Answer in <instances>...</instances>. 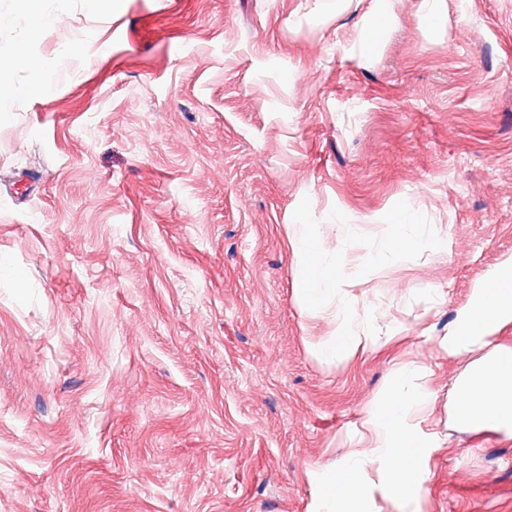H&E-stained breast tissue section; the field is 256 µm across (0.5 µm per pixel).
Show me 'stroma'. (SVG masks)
<instances>
[{
  "instance_id": "obj_1",
  "label": "stroma",
  "mask_w": 512,
  "mask_h": 512,
  "mask_svg": "<svg viewBox=\"0 0 512 512\" xmlns=\"http://www.w3.org/2000/svg\"><path fill=\"white\" fill-rule=\"evenodd\" d=\"M37 6L0 0L49 64L0 119V512H310L405 364L446 439L422 512H512V438L451 427L436 352L512 263V0H396L371 51L374 0ZM298 224L364 282L338 318ZM356 314L380 347L310 354ZM291 244L293 253L306 266L301 288H297V292L308 306L309 312H321L327 295L330 292L336 294V288H356L359 285L357 280L344 273L340 264H336V259L331 263H326L321 258L316 260L319 246L313 236L297 234Z\"/></svg>"
}]
</instances>
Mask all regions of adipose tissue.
Masks as SVG:
<instances>
[{"label":"adipose tissue","mask_w":512,"mask_h":512,"mask_svg":"<svg viewBox=\"0 0 512 512\" xmlns=\"http://www.w3.org/2000/svg\"><path fill=\"white\" fill-rule=\"evenodd\" d=\"M2 68H21L30 77L24 84H0V101L6 102L25 97L46 64L17 46L0 52ZM291 244L306 266L298 293L309 312H321L330 292L357 287V280L345 274L341 265L318 259L319 246L313 236L297 234ZM511 328L512 287L494 288L486 283L473 289L468 303L457 310L447 335L437 337L440 354L465 363L450 391L449 416L455 427L512 437V344L500 341L501 334ZM377 345V339L360 325L347 323L320 351L332 359H349ZM420 373L417 367L396 369L394 388L370 405L347 465L333 476L319 478L311 512H354L358 504L378 495L393 508L421 483L428 458L440 443L438 437L421 430L427 420V392L406 390Z\"/></svg>","instance_id":"adipose-tissue-1"}]
</instances>
